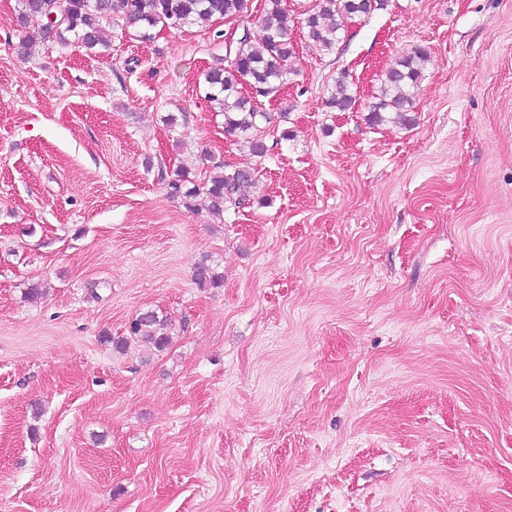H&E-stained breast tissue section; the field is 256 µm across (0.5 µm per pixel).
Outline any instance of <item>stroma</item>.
Returning <instances> with one entry per match:
<instances>
[{
	"instance_id": "obj_1",
	"label": "stroma",
	"mask_w": 512,
	"mask_h": 512,
	"mask_svg": "<svg viewBox=\"0 0 512 512\" xmlns=\"http://www.w3.org/2000/svg\"><path fill=\"white\" fill-rule=\"evenodd\" d=\"M19 8L0 0V512H512V0H387L333 52L298 39L261 158L199 91L231 23L23 58ZM417 47L409 124L372 123ZM205 149L255 171L219 219L168 186L203 182ZM147 309L169 349L116 351ZM428 60L424 49L416 48L411 53L397 57L387 68L376 102L368 105L370 119L384 121L382 113L392 112L403 117L412 107L415 90L422 80ZM354 104L355 95L348 89L346 78L342 75L336 80V89L326 99V105L328 108L345 112L351 109Z\"/></svg>"
}]
</instances>
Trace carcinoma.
<instances>
[{"instance_id": "1", "label": "carcinoma", "mask_w": 512, "mask_h": 512, "mask_svg": "<svg viewBox=\"0 0 512 512\" xmlns=\"http://www.w3.org/2000/svg\"><path fill=\"white\" fill-rule=\"evenodd\" d=\"M383 6L384 0H313L299 23L288 10L287 0H264L262 11L251 23L252 32L240 35L229 46L231 61L219 57L202 74L204 98L213 109L224 113V135L236 139L252 155L264 156L263 128L274 123L275 117L242 89L262 88L273 95L288 84V76L295 72L293 35L297 25H302L306 41L331 52L340 40L345 20L365 18ZM246 13L248 0H21L16 50L25 55L35 43L66 45L74 40L93 56L104 57L110 49V27L116 16L140 41L150 42L157 29L207 27L218 19L241 18ZM33 18L40 24L31 29L28 21ZM427 60V52L416 48L397 57L387 68L379 94L368 105L373 122L383 121L385 112L401 117L409 111ZM354 104L355 95L348 89L346 78L339 77L335 91L326 99L327 107L345 112ZM186 181L187 171L181 167L168 186L187 200L206 195L213 214L219 216L225 205L240 203L243 189L253 181V170L234 168L184 191ZM194 278L201 287L217 288L223 283V276L205 262L195 267ZM168 327L167 317L146 310L130 322L128 332L163 351L171 344Z\"/></svg>"}]
</instances>
